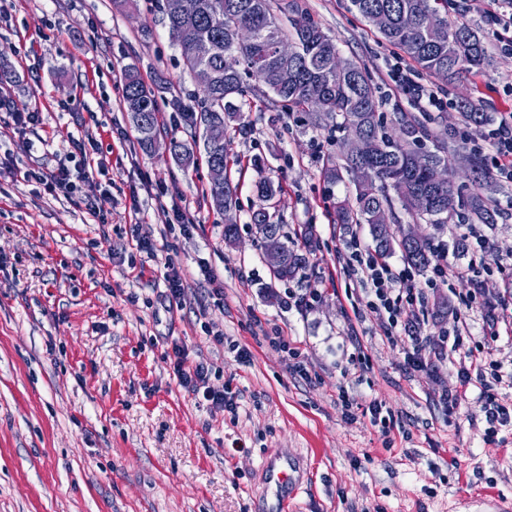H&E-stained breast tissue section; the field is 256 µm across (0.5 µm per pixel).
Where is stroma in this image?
I'll list each match as a JSON object with an SVG mask.
<instances>
[{"mask_svg": "<svg viewBox=\"0 0 512 512\" xmlns=\"http://www.w3.org/2000/svg\"><path fill=\"white\" fill-rule=\"evenodd\" d=\"M333 36L342 59L365 67L385 119L404 112L431 128L459 129L456 98L472 100L498 118L512 110V54L501 51L483 12L450 0L449 20L469 22L486 42L491 64L447 92L449 106L425 110L390 80L397 66L438 91L437 78L414 64L355 9L351 0H302ZM136 65L146 84L165 77L184 100L198 92L168 34L165 0H0V512H260L262 468L273 449L304 460L295 512H466V497L512 503V419L486 436L483 387L461 390L466 350L490 351L512 374V299H502L512 262V181L484 186L468 177L471 148L448 141L456 184L478 193L501 215L482 227L498 264L484 278L485 294L504 300L498 336L485 310L456 295L465 284L428 282L422 335L466 321L463 350L438 367L407 372L414 340L387 343L367 307L352 310L347 285L356 276L342 252L348 230L335 224L333 205L346 184L327 187L319 153L323 133L300 113L274 118L264 99L249 98L245 131H229L226 149L239 207L236 243L224 241V216L207 192L205 164L179 167L170 139L190 130L158 96L159 141L143 152L121 108L123 75ZM17 112L38 122L20 128ZM84 139L87 160L100 170L74 198L24 180L30 169L77 166L69 136ZM279 190L281 223L310 225L317 247L292 285L318 286L323 301L300 313L286 303L285 284L270 275L250 224L257 173L254 157ZM187 230L167 229L177 213ZM151 243L147 253L131 240ZM179 269L184 305L169 310L166 265ZM447 300V316L436 313ZM237 341L250 362L216 345L202 323ZM300 342L312 379L302 378L284 353L261 335L272 326ZM185 347L190 362L216 364L209 385L231 391L236 412L211 405L181 387L169 356ZM389 411L382 432L362 417L350 421L338 401ZM459 392L455 408L440 400Z\"/></svg>", "mask_w": 512, "mask_h": 512, "instance_id": "stroma-1", "label": "stroma"}]
</instances>
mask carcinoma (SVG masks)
Here are the masks:
<instances>
[{
	"label": "carcinoma",
	"instance_id": "obj_1",
	"mask_svg": "<svg viewBox=\"0 0 512 512\" xmlns=\"http://www.w3.org/2000/svg\"><path fill=\"white\" fill-rule=\"evenodd\" d=\"M184 7L176 15H167L169 37L180 52L186 70L192 72L207 66L216 74V81L204 91L196 106L186 108L179 96L170 99L173 109L182 113L192 130L193 144L202 146L206 165L227 168L226 135L231 124L242 119L241 108L246 97L258 88L251 81L262 83L269 92L268 103L277 112H302L316 129L327 132L335 150L321 158V176L330 187L345 182L344 174L358 173L352 190L336 202V223L370 226L375 249L382 255L398 250L407 265L425 272L432 265L434 254L428 238L410 243L394 229L383 228L375 221L376 212L394 210V202L409 214L426 221L437 230L451 220L459 224L497 223L499 211L486 205L477 194H466L455 185L453 175L441 185L428 180V166L450 169L448 158L439 154L452 133L433 129L415 117L400 115L397 123L402 134L411 141L395 140L387 134L378 112L379 101L372 88L369 73L354 62L339 71L336 61L339 50L336 40L311 18L297 0L282 5L275 0H183ZM358 12L372 23L378 13L388 14L389 25L379 29L382 37L398 47L405 56L429 75H439L448 88L469 74L488 65L484 40L466 21H448V0H352ZM281 16H276L273 9ZM432 16L448 22V38L441 44L429 41L427 23ZM293 45L294 54L284 60L278 57L268 39L269 32ZM324 93L332 100L329 112H311L308 103ZM158 91L146 85L137 68H125L122 107L129 116L139 113L142 122L133 123L137 143L145 152L151 151V139L158 132ZM463 122L481 127L488 123V113L480 111L468 99L455 102ZM359 133L369 139L372 152L356 159L344 151V143L335 133ZM431 141L437 151L425 153V164L412 161L410 144ZM172 159L180 166L193 162L194 151L175 138L170 140ZM472 180L482 186L490 174L481 156L471 159ZM211 197L222 196L224 202L237 204L236 187L229 178L211 180ZM422 193L428 208L415 212L412 198ZM274 184L262 177L257 182V203L251 212V224L263 248L277 246L283 263L273 277L281 282L294 280L308 264L312 250L309 227L302 226L289 234L285 225L271 212Z\"/></svg>",
	"mask_w": 512,
	"mask_h": 512
}]
</instances>
